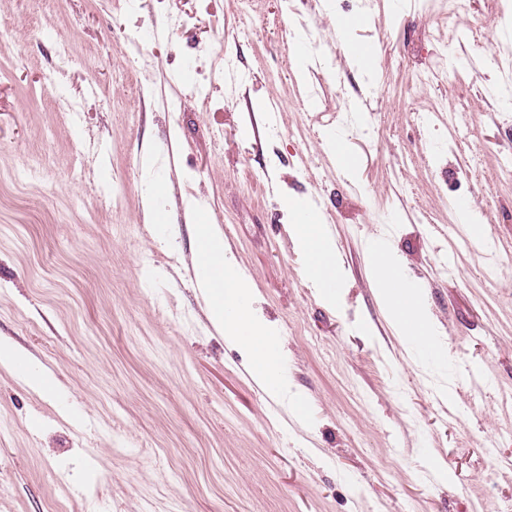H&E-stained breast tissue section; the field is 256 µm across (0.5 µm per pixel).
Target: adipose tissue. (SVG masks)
<instances>
[{
	"instance_id": "adipose-tissue-1",
	"label": "adipose tissue",
	"mask_w": 512,
	"mask_h": 512,
	"mask_svg": "<svg viewBox=\"0 0 512 512\" xmlns=\"http://www.w3.org/2000/svg\"><path fill=\"white\" fill-rule=\"evenodd\" d=\"M286 206L298 219L294 231L305 257L304 273L308 281L325 301L335 303L340 278L332 242L313 219L303 218L301 208L294 201H287ZM195 232L192 262L208 320L223 333L226 342L250 353L251 375L260 386L274 396L286 394L288 384L280 368L282 340L256 314L252 283L238 274L214 225H196ZM373 264L378 302L401 342L428 357H441L440 332L428 313L423 289L404 274L396 256L386 249L374 251Z\"/></svg>"
}]
</instances>
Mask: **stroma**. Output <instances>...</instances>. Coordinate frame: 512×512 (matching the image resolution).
<instances>
[{
    "label": "stroma",
    "instance_id": "35a3bbf8",
    "mask_svg": "<svg viewBox=\"0 0 512 512\" xmlns=\"http://www.w3.org/2000/svg\"><path fill=\"white\" fill-rule=\"evenodd\" d=\"M510 20L512 0H0V338L57 386L0 370V512H512ZM184 71L196 93L166 109ZM287 197L330 229L336 307ZM196 222L253 283L306 416L207 321ZM377 239L443 359L388 325Z\"/></svg>",
    "mask_w": 512,
    "mask_h": 512
}]
</instances>
